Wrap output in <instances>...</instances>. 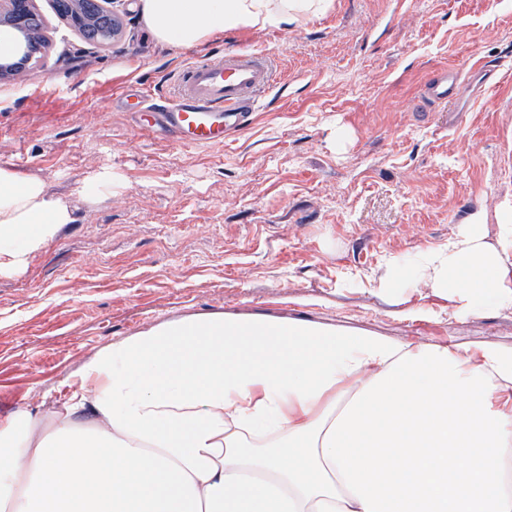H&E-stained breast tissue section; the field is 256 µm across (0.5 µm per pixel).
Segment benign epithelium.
Here are the masks:
<instances>
[{"mask_svg":"<svg viewBox=\"0 0 512 512\" xmlns=\"http://www.w3.org/2000/svg\"><path fill=\"white\" fill-rule=\"evenodd\" d=\"M100 10L112 17V29L104 31L96 41V45L105 47L121 34L123 24L112 12V0H102ZM0 26L19 39L12 54L0 59V77L19 76L44 50L43 20L34 7V0H0Z\"/></svg>","mask_w":512,"mask_h":512,"instance_id":"1","label":"benign epithelium"}]
</instances>
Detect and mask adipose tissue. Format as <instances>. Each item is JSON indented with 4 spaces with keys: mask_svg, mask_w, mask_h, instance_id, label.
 I'll return each mask as SVG.
<instances>
[{
    "mask_svg": "<svg viewBox=\"0 0 512 512\" xmlns=\"http://www.w3.org/2000/svg\"><path fill=\"white\" fill-rule=\"evenodd\" d=\"M315 0H140L159 42L285 22ZM0 167V278L73 223ZM512 213L420 253L460 311L512 308ZM66 399L0 420V512H512V350L187 317L97 351Z\"/></svg>",
    "mask_w": 512,
    "mask_h": 512,
    "instance_id": "1",
    "label": "adipose tissue"
}]
</instances>
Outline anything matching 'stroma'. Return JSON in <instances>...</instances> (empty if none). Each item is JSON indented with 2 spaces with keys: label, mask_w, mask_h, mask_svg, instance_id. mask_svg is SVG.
Masks as SVG:
<instances>
[{
  "label": "stroma",
  "mask_w": 512,
  "mask_h": 512,
  "mask_svg": "<svg viewBox=\"0 0 512 512\" xmlns=\"http://www.w3.org/2000/svg\"><path fill=\"white\" fill-rule=\"evenodd\" d=\"M138 4L118 0L122 35L101 48L35 0L45 56L0 79V166L75 217L0 278L1 419L59 402L103 346L190 316L512 350V308L380 285L473 219L496 243L512 212V0H318L190 47L157 41ZM246 48L278 73L248 125L215 146L148 130L135 90L168 94L179 67ZM442 69L458 99L424 101Z\"/></svg>",
  "instance_id": "35a3bbf8"
}]
</instances>
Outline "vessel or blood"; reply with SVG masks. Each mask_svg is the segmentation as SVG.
I'll return each instance as SVG.
<instances>
[{
	"label": "vessel or blood",
	"mask_w": 512,
	"mask_h": 512,
	"mask_svg": "<svg viewBox=\"0 0 512 512\" xmlns=\"http://www.w3.org/2000/svg\"><path fill=\"white\" fill-rule=\"evenodd\" d=\"M274 83L270 60L254 50L228 51L223 56L191 63L176 74L171 94L156 97L141 90L140 102L153 123L186 145H219L255 111L261 95ZM459 78L442 70L424 85V96L435 103L456 97Z\"/></svg>",
	"instance_id": "b4317fda"
}]
</instances>
